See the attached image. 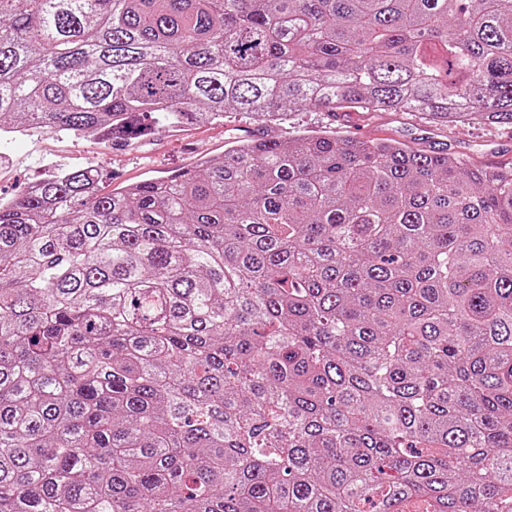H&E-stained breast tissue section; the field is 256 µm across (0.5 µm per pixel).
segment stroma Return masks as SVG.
<instances>
[{"instance_id":"obj_1","label":"stroma","mask_w":512,"mask_h":512,"mask_svg":"<svg viewBox=\"0 0 512 512\" xmlns=\"http://www.w3.org/2000/svg\"><path fill=\"white\" fill-rule=\"evenodd\" d=\"M367 128L371 138H391L403 143L441 148L452 145L464 159L488 169H512V129L480 124L444 127L426 123L412 112H349L337 122L326 112L303 108L293 111L287 123L270 125L246 112L225 114L223 122L202 124L193 120L179 126H159L146 137L108 143L97 139L32 130L5 144L0 162V196L17 193L53 168L99 166L105 189L168 175L195 165L202 157L222 155L227 143L256 131L286 140L302 133L329 131L354 137Z\"/></svg>"}]
</instances>
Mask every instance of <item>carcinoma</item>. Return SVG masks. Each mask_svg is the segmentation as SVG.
I'll list each match as a JSON object with an SVG mask.
<instances>
[{"label":"carcinoma","mask_w":512,"mask_h":512,"mask_svg":"<svg viewBox=\"0 0 512 512\" xmlns=\"http://www.w3.org/2000/svg\"><path fill=\"white\" fill-rule=\"evenodd\" d=\"M512 126V0H0V140ZM512 512V172L328 132L0 196V512Z\"/></svg>","instance_id":"obj_1"}]
</instances>
